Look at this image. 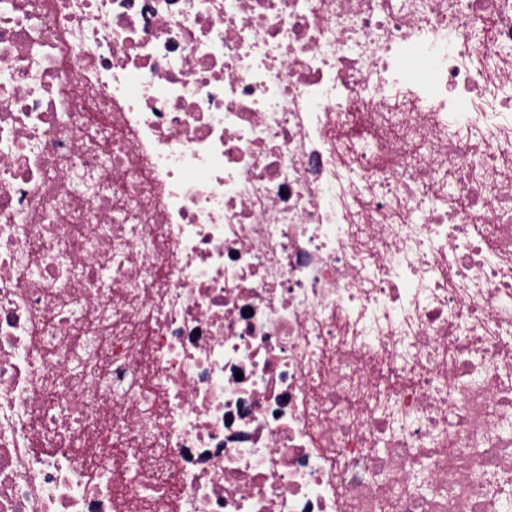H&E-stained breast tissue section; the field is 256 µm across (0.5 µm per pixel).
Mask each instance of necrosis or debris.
I'll return each instance as SVG.
<instances>
[{
  "instance_id": "necrosis-or-debris-1",
  "label": "necrosis or debris",
  "mask_w": 512,
  "mask_h": 512,
  "mask_svg": "<svg viewBox=\"0 0 512 512\" xmlns=\"http://www.w3.org/2000/svg\"><path fill=\"white\" fill-rule=\"evenodd\" d=\"M0 512H512V0H0Z\"/></svg>"
}]
</instances>
